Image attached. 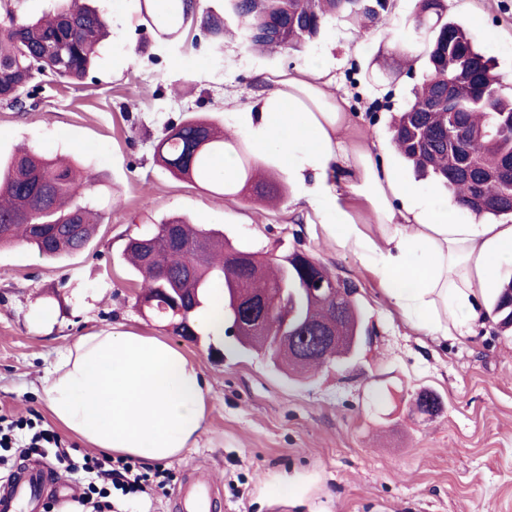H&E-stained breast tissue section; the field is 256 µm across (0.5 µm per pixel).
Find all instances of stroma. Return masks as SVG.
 I'll return each mask as SVG.
<instances>
[{"label":"stroma","instance_id":"stroma-1","mask_svg":"<svg viewBox=\"0 0 512 512\" xmlns=\"http://www.w3.org/2000/svg\"><path fill=\"white\" fill-rule=\"evenodd\" d=\"M417 5L392 0L390 36L337 19L302 51L261 53L241 37L166 40L145 24L141 0H99L111 35L97 68L78 84L36 77L25 110L0 103V156L26 143L75 157L98 177L102 212L90 247L73 256L48 260L23 244L0 249V411L47 414V370L79 336L112 327L181 348L211 388L198 445L168 463L171 486L128 499L124 512H183L191 476L211 488V512H512V335L492 321L464 340L412 329L370 266L294 201L278 154L259 162L286 189L274 206L174 179L154 160L168 124L192 114L235 124L238 113L257 110L260 78L318 54L335 77L331 93L348 102L354 133L382 140L381 160L400 181L436 189L391 141V118L423 65L383 69L394 44L413 38ZM448 16L512 94V0H448ZM172 215L219 229L240 248L305 252L353 282L367 336L356 357L296 379L233 337L202 325L186 339L141 315L123 250ZM38 309L46 314L39 326ZM425 391L440 400L430 415L415 408Z\"/></svg>","mask_w":512,"mask_h":512}]
</instances>
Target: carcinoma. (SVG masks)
<instances>
[{
    "label": "carcinoma",
    "instance_id": "1",
    "mask_svg": "<svg viewBox=\"0 0 512 512\" xmlns=\"http://www.w3.org/2000/svg\"><path fill=\"white\" fill-rule=\"evenodd\" d=\"M61 5L39 18L7 12L8 28L0 29V102L22 109L24 92L39 75L61 83L81 81L96 65L100 43L108 35L105 13L93 0H60ZM251 47L270 51H300L318 37L331 17L354 25L378 23L391 0H230ZM142 16L161 37L174 39L187 27L199 25L214 38L224 37V18L198 15L197 0H142ZM447 0H420L415 17V41L402 48L406 58L422 59L425 72L412 90V100L392 119V142L398 155L422 176L447 190L450 201L478 218L512 219V98L501 91L490 61L465 30L448 20ZM454 115H449L447 99ZM229 151L238 163L237 181L224 196L250 191L261 200L283 196L284 186L273 176L254 173L248 146L224 136V130L199 116H189L164 129L154 158L169 174L186 181L210 182L213 161ZM95 181L75 162L50 157L35 149H18L0 159V247L20 240L40 256L56 259L86 249L99 224L92 205ZM79 225V231L69 225ZM207 243L196 260L193 246ZM124 260L142 279L141 293L154 298L159 319L175 301L184 310L180 336L195 335L194 316L214 311L224 324V298L212 296L216 281L245 295L275 299L282 289H297L328 275L301 251L280 256L237 248L213 227L187 223L179 216L155 225L151 249L141 237L129 240ZM346 298L340 313L334 301H312L307 314L336 322L343 336L362 325L355 288L340 281ZM492 315L499 326L512 328V279L494 288ZM302 375L321 366L286 352L271 357Z\"/></svg>",
    "mask_w": 512,
    "mask_h": 512
}]
</instances>
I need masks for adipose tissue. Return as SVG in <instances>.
I'll return each instance as SVG.
<instances>
[{
	"label": "adipose tissue",
	"mask_w": 512,
	"mask_h": 512,
	"mask_svg": "<svg viewBox=\"0 0 512 512\" xmlns=\"http://www.w3.org/2000/svg\"><path fill=\"white\" fill-rule=\"evenodd\" d=\"M334 82L315 58L267 82L250 129L257 152L287 160L300 200L369 263L413 329L436 339L473 335L488 318L479 292L512 263V224H461L447 197L405 190L377 164L373 144L345 138L348 114L329 91ZM346 193L371 212L377 237L342 206ZM209 394L201 368L182 350L117 329L78 337L44 386L54 420L88 446L150 461L177 458L195 444Z\"/></svg>",
	"instance_id": "ef3b65f1"
}]
</instances>
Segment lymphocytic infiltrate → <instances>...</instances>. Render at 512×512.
<instances>
[{
  "label": "lymphocytic infiltrate",
  "mask_w": 512,
  "mask_h": 512,
  "mask_svg": "<svg viewBox=\"0 0 512 512\" xmlns=\"http://www.w3.org/2000/svg\"><path fill=\"white\" fill-rule=\"evenodd\" d=\"M32 456L73 475V512H121L127 499L152 496L172 478L170 469L133 458L81 452L38 414L18 418L0 414V463L9 457L21 460Z\"/></svg>",
  "instance_id": "1"
}]
</instances>
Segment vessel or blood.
Here are the masks:
<instances>
[{
    "mask_svg": "<svg viewBox=\"0 0 512 512\" xmlns=\"http://www.w3.org/2000/svg\"><path fill=\"white\" fill-rule=\"evenodd\" d=\"M73 496L72 485L54 482L47 464L25 462L0 485V512H36L46 498L52 500L56 512H69Z\"/></svg>",
    "mask_w": 512,
    "mask_h": 512,
    "instance_id": "obj_1",
    "label": "vessel or blood"
}]
</instances>
